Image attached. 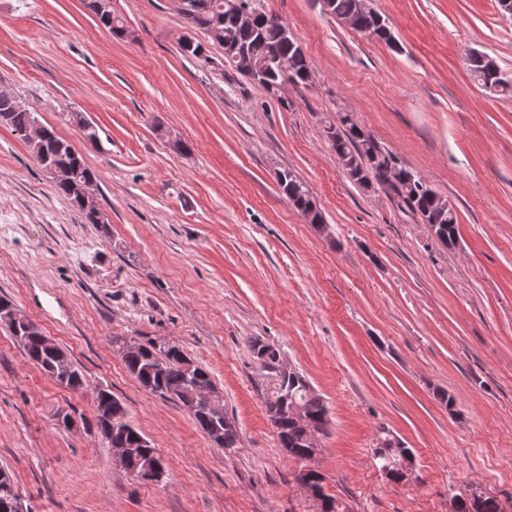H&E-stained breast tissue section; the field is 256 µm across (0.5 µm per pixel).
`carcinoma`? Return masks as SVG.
Wrapping results in <instances>:
<instances>
[{
  "label": "carcinoma",
  "instance_id": "carcinoma-1",
  "mask_svg": "<svg viewBox=\"0 0 512 512\" xmlns=\"http://www.w3.org/2000/svg\"><path fill=\"white\" fill-rule=\"evenodd\" d=\"M103 0H86V7L95 15L98 22L113 36L121 38L125 35V24L112 8L101 7ZM254 7L257 13L255 21L248 25H236L230 22L224 13V0H189L190 13L193 16V28L201 29L209 34L218 32L214 39L219 45L232 43L249 53L257 61H265L268 51L278 50L288 57V71L270 65L264 71V84L260 89L268 94L275 93V87L288 80L297 85H306L311 73L305 55L299 44L291 36L288 25L284 22L272 24L266 21V12L256 7L257 0H242ZM334 16L340 20L355 19L353 28L394 46L395 36L386 20L376 12L361 15L358 11V0H335ZM468 65L474 79L490 92L506 91L509 84L498 76L499 70L495 63L483 55H471ZM35 112L26 106H19L14 101L0 96V124L13 128L21 133L34 120ZM336 156H350L357 159L364 176L349 178L357 185L367 180L379 187L393 186V198L397 207L419 217L421 223L444 230L446 236H438V240L446 245L458 233V221L453 209L438 213L432 207L427 193L420 191L426 181L412 171L398 166L393 154L385 151L376 156L366 158L358 155L360 130L354 124L340 121L331 124L326 130ZM31 152L39 166L53 164L70 174V177L54 182L55 191L75 203L77 187L83 182H95L97 174L85 162L83 156L54 130H49L46 137L31 146ZM278 183L295 208L301 210L311 203V194L307 185L292 171L283 170L278 174ZM156 347L147 343L123 358L127 371L141 387L154 395L167 400L169 393L176 394L175 402L186 410L199 425H204L201 409L196 399L195 385L212 383L210 372L204 367L193 364L192 372L187 374L181 370L184 361L191 358L177 345L165 344L171 358L169 367L164 371L156 370L150 362V352ZM253 357L261 368L272 370L277 364L280 351L274 346L253 340L250 344ZM29 360L34 362L49 377H54L56 359L42 344L36 331L27 333V341L23 345ZM83 373L72 360H67V382L65 387L79 392L84 389ZM266 405L281 407V418L273 422L280 446L291 450V458L307 465V430L306 425H316L321 433H326L329 425L328 408L323 398L315 391L308 380L299 372L293 371L282 376L273 375V387L267 394ZM142 432L133 424L125 422L110 430V443L114 448H134ZM20 498L13 476L10 472L0 474V512H12L14 502ZM457 512H504L499 500L493 496L476 497L471 493L455 494Z\"/></svg>",
  "mask_w": 512,
  "mask_h": 512
}]
</instances>
